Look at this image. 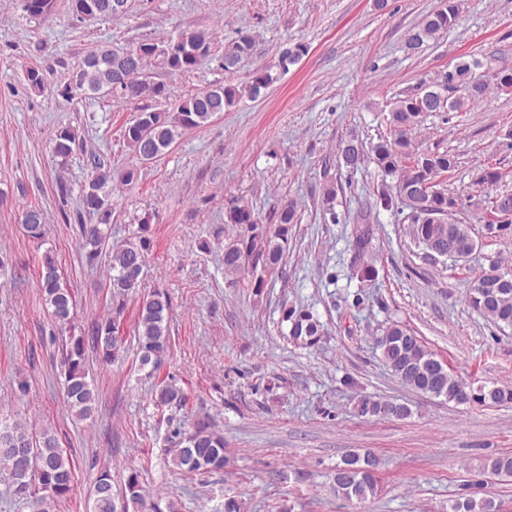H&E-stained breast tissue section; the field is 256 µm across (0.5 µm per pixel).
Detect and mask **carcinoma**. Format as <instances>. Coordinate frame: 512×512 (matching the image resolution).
I'll list each match as a JSON object with an SVG mask.
<instances>
[{"instance_id":"cac0c4a2","label":"carcinoma","mask_w":512,"mask_h":512,"mask_svg":"<svg viewBox=\"0 0 512 512\" xmlns=\"http://www.w3.org/2000/svg\"><path fill=\"white\" fill-rule=\"evenodd\" d=\"M23 12L32 18L48 14L54 0H19ZM94 3L105 19H119L130 7H116L117 0H70L71 11L87 3ZM459 18L458 0H441V5L425 15L407 34L405 43L410 50H418L425 43L448 32ZM215 37L199 29L181 30L175 36L163 40H143L126 48H99L87 53L78 63L75 79L64 84L58 95L67 102L81 100L87 96L108 97L114 102L133 107L136 115L126 126L124 136L127 145L141 162L149 156L157 158L169 149L183 131L206 126L212 118L236 106L241 99H256L262 90L274 82L269 68L253 72L248 82L219 84L202 89L188 97L175 100L174 104L160 109L154 103L171 97L170 90L162 83L151 79L147 67L157 59L173 74L187 73L197 69L212 55ZM256 38L249 30L241 28L236 37L224 47V71L231 72L245 58L252 56ZM135 59L136 80L145 86V92L132 95L116 87L119 62L123 54ZM307 53L301 43L289 44L279 53V66L297 63ZM478 61H461L451 72L435 82L421 84L419 92L398 95L388 104L384 121L389 126V135L372 144L370 150L349 156L344 151L348 143L361 144L353 137L339 145V158L348 170H356L369 163L381 176L376 189L375 205L387 210H408L411 234L424 250L438 248L445 254L457 253L470 256L477 249L471 225L459 217L458 211H448L456 197L441 186L439 179L455 166L454 158L439 151L419 148L416 142L423 116L431 112H468L487 99L492 89L504 90V84H512V73L479 71ZM78 145V134L71 128H61L52 137V154L67 159ZM91 174L87 185L96 194L104 197L105 205L97 206L88 195H82L83 203L100 216L103 224L112 216V192L109 189L111 174L104 162L95 155L89 157ZM503 179L499 168L484 164L479 167L476 182L489 189ZM43 213L30 208L24 213V224L33 238L43 235ZM227 224L246 225L250 235L224 245V275L235 280L249 267V263L260 264L263 269L278 270L288 245L289 225L298 222L297 204L293 201L282 204L269 216L274 230L262 226L248 206L232 205L224 214ZM82 248L88 262H95L102 254L103 232L93 225L84 227ZM150 224L144 220L137 231L127 240L112 248L110 255L109 288L112 300L119 310H124L125 300L137 294L141 286V275L146 256L151 248ZM369 231L356 236L355 250L358 257L357 274L371 277L375 271L374 260L366 248ZM501 276H496V273ZM40 287L50 316L59 328L70 331L63 349L64 392L69 408L79 420L89 419L95 410L96 389L88 380L85 366V342L83 335L75 334L74 299L63 285L59 268L53 257L45 255L39 274ZM468 302L485 319L501 329L512 328V271L502 270L501 261L491 260L489 269L473 283L468 292ZM169 302L160 295L148 303H141L137 321L136 354L141 368L156 369L161 363L158 354L168 346ZM285 321L291 324L290 335L296 341L309 344L318 333V325L312 315L290 309ZM95 337L101 362L109 365L118 358L121 339L118 325L110 317L96 326ZM377 347L385 365L405 385L433 397L466 403L474 400L488 404L512 402V389L494 386L480 389L474 398L465 396L464 382L453 375L425 348L416 336L405 327L392 323L380 334ZM184 402L182 392L164 386L155 394L158 406L180 405ZM360 416L404 417L407 409L399 404L364 398L357 404ZM171 442L182 447L172 457L173 465L186 473L221 470L224 468V437L212 431L205 423L193 430L176 428L171 433ZM25 445L30 450L26 467L10 473L14 492L20 487L29 491L26 497L31 512H51L55 503L65 499L73 490L74 465L71 457L60 448L57 439L45 431L38 436L30 433L20 421H9L0 417V451ZM486 469L496 476L512 477V455H499L488 460ZM375 466L371 453L353 451L336 466L333 486L336 495L347 500H362L375 492ZM145 504L144 490L137 473L132 472L124 482L121 492L112 491V474L103 470L88 498L87 512H130ZM452 512H496L491 500L476 501L472 498L457 501Z\"/></svg>"}]
</instances>
